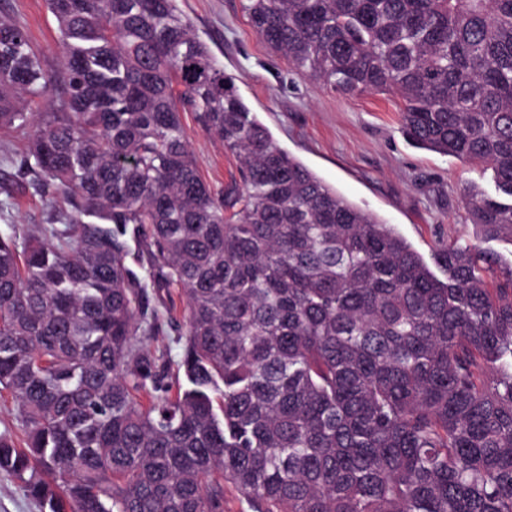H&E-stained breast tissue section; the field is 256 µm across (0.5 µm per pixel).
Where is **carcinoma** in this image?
I'll return each instance as SVG.
<instances>
[{
    "mask_svg": "<svg viewBox=\"0 0 512 512\" xmlns=\"http://www.w3.org/2000/svg\"><path fill=\"white\" fill-rule=\"evenodd\" d=\"M64 71L0 15V131L66 194L0 236V470L48 512H512V270L389 224L282 149L178 0H47ZM345 95H395L415 146L475 163L468 220L512 238V0H245ZM240 161L213 190L182 113ZM141 247L131 252L130 242ZM184 302L183 382L138 334ZM0 437L18 445L24 438L18 404L7 391H0Z\"/></svg>",
    "mask_w": 512,
    "mask_h": 512,
    "instance_id": "1",
    "label": "carcinoma"
}]
</instances>
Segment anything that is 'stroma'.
Masks as SVG:
<instances>
[{"instance_id": "obj_1", "label": "stroma", "mask_w": 512, "mask_h": 512, "mask_svg": "<svg viewBox=\"0 0 512 512\" xmlns=\"http://www.w3.org/2000/svg\"><path fill=\"white\" fill-rule=\"evenodd\" d=\"M233 77L239 93L276 143L348 201L393 225L424 258L438 245L475 243L512 268V239L488 237L467 219L464 192L491 189L482 167L412 146L401 131L393 96H348L299 74L253 29L244 0H179ZM0 14L23 26L50 74L60 70L58 31L46 0H0ZM183 124L198 169L214 189L238 176L239 162L206 134L192 113ZM29 145L24 132L0 134V234H25L48 224L68 205L21 166Z\"/></svg>"}]
</instances>
